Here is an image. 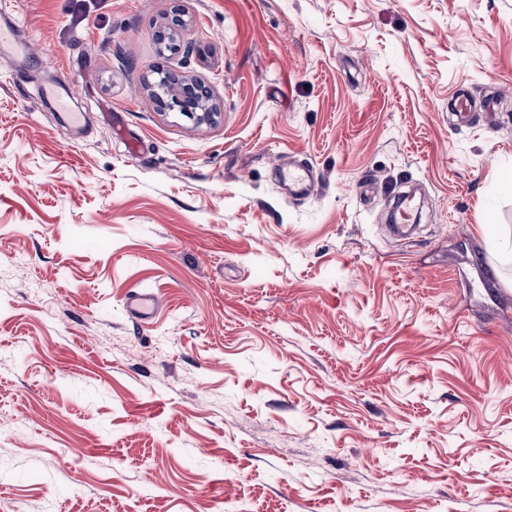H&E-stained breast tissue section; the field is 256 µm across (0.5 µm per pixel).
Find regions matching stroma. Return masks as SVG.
<instances>
[{
    "label": "stroma",
    "instance_id": "1",
    "mask_svg": "<svg viewBox=\"0 0 512 512\" xmlns=\"http://www.w3.org/2000/svg\"><path fill=\"white\" fill-rule=\"evenodd\" d=\"M0 8L33 54L0 55V512H512V0ZM463 84L497 107L459 127ZM205 93L208 95L210 102L211 96L208 90L205 89V86H203L194 78H186L182 81L181 85L176 91H170L169 95L171 99V107H178L181 111L185 112L189 116L194 115V117L199 122H215L217 117L221 115V112H219L213 104H208V108L203 110L197 107L198 112H186L182 109L183 103L187 101L195 100L199 97H201L203 100H206ZM212 107L213 109L209 110ZM276 181L289 198H306L313 194L318 176L307 162L280 165L274 171ZM161 289L130 290L125 299V307L129 315L144 325H150L153 314L160 304Z\"/></svg>",
    "mask_w": 512,
    "mask_h": 512
}]
</instances>
